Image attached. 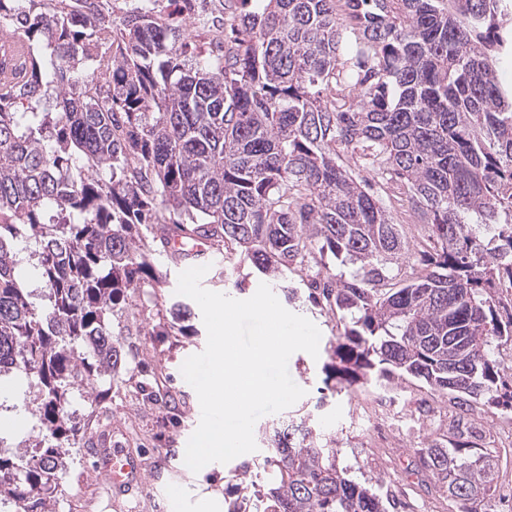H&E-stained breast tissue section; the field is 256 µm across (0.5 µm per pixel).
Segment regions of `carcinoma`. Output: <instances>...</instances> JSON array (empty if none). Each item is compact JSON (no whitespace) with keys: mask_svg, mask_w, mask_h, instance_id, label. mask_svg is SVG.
<instances>
[{"mask_svg":"<svg viewBox=\"0 0 512 512\" xmlns=\"http://www.w3.org/2000/svg\"><path fill=\"white\" fill-rule=\"evenodd\" d=\"M0 0V29L25 56L0 81V377L36 389L43 434L0 437V506L53 512L85 390L104 402L141 336L201 335L173 301L145 329L124 325L144 284L161 288L171 240L249 260L294 309L350 317L329 343L331 382L410 377L457 406L448 440L414 474L460 512L496 489L472 403L512 408L494 350L512 341V90L497 60L512 43L509 0H224L233 37L192 48L183 29L105 0ZM397 182L428 249L357 179ZM41 288L17 275L15 243ZM352 265L348 277L324 262ZM147 403L183 412L152 382ZM308 415L262 430L280 512H389L349 477L336 440Z\"/></svg>","mask_w":512,"mask_h":512,"instance_id":"obj_1","label":"carcinoma"}]
</instances>
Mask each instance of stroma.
Instances as JSON below:
<instances>
[{
  "label": "stroma",
  "mask_w": 512,
  "mask_h": 512,
  "mask_svg": "<svg viewBox=\"0 0 512 512\" xmlns=\"http://www.w3.org/2000/svg\"><path fill=\"white\" fill-rule=\"evenodd\" d=\"M154 13L174 23L182 24L186 35L198 49H206L213 38L209 24L212 14L223 12L224 0H188L186 5L174 6L172 0H153ZM145 351L140 360L122 369V379L138 377L139 373L165 366L173 374L169 388L173 397H180L190 386L181 373L183 362L201 348L181 336L146 337ZM322 360L313 359L299 351L288 361L292 380L305 389V411L311 412L313 422L336 441L340 463L350 465L356 479L375 477L382 486H395L396 496L402 501L400 512H451L450 503L436 485L421 486L413 473L415 451L425 438H442L448 426L442 422L428 423L419 415L418 399L428 398V390L412 379H396L386 385L350 388L330 399L322 410L313 404L322 384ZM396 397L403 407L413 434H381L370 428L367 419L370 409L365 399L369 396ZM200 403L191 399L185 410L183 425L166 423L160 413L130 398L109 402L101 414L116 425L121 441L132 450L141 451L145 468L141 485L120 503L97 484L91 471L92 458L86 443H79L77 462L72 465L58 488L56 512H173L167 496L169 489L180 486L186 491V512H224L222 486L225 477L233 476L234 463L206 465L199 472L183 467L181 459L187 442L200 422ZM165 455L169 468L163 473L153 472L155 455Z\"/></svg>",
  "instance_id": "stroma-1"
}]
</instances>
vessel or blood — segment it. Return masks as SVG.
I'll return each mask as SVG.
<instances>
[{"label": "vessel or blood", "instance_id": "vessel-or-blood-1", "mask_svg": "<svg viewBox=\"0 0 512 512\" xmlns=\"http://www.w3.org/2000/svg\"><path fill=\"white\" fill-rule=\"evenodd\" d=\"M93 467L99 481L107 483L113 497H121L136 488L143 463L138 454L118 441L115 434L101 433L93 439Z\"/></svg>", "mask_w": 512, "mask_h": 512}]
</instances>
